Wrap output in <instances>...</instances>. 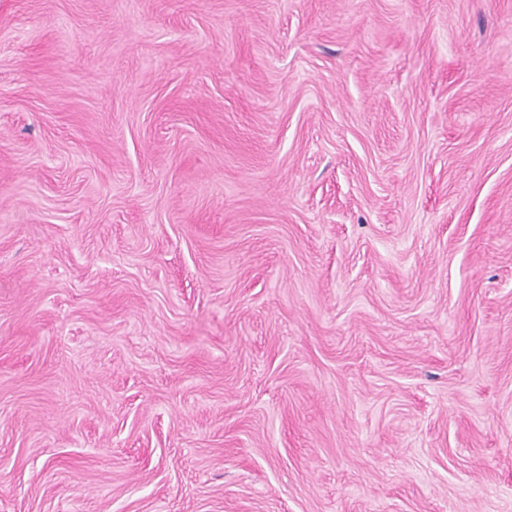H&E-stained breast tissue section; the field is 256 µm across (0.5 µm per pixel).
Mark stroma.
Segmentation results:
<instances>
[{"instance_id": "obj_1", "label": "stroma", "mask_w": 512, "mask_h": 512, "mask_svg": "<svg viewBox=\"0 0 512 512\" xmlns=\"http://www.w3.org/2000/svg\"><path fill=\"white\" fill-rule=\"evenodd\" d=\"M0 512H512V0H0Z\"/></svg>"}]
</instances>
